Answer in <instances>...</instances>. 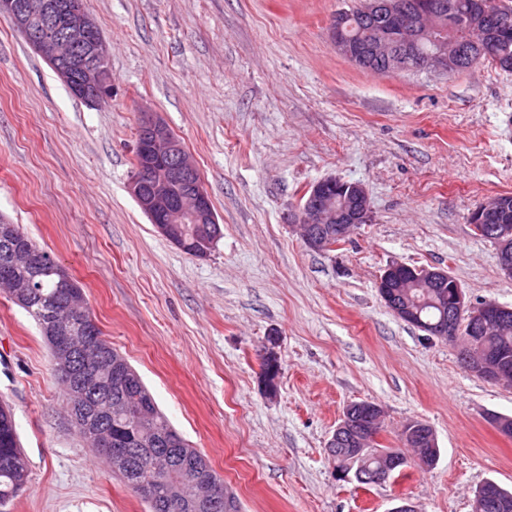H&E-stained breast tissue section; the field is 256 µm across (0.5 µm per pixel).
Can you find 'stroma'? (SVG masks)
Returning a JSON list of instances; mask_svg holds the SVG:
<instances>
[{"mask_svg":"<svg viewBox=\"0 0 512 512\" xmlns=\"http://www.w3.org/2000/svg\"><path fill=\"white\" fill-rule=\"evenodd\" d=\"M363 0H88L112 97L74 98L0 18V221L21 225L82 286L103 336L242 512H472L512 489V385L391 312L392 263L442 268L468 302L512 307L494 244L469 222L512 194V72L378 75L337 54L330 19ZM201 172L222 235L206 257L160 235L128 190L142 113ZM363 185L366 224L333 250L293 226L305 188ZM274 352L276 396L260 359ZM384 411L386 446L428 423L439 459L374 485L338 481L326 453L347 404ZM29 479L0 512H149L74 431L49 346L0 292V402Z\"/></svg>","mask_w":512,"mask_h":512,"instance_id":"obj_1","label":"stroma"}]
</instances>
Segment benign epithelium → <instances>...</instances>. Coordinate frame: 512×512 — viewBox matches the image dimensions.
Listing matches in <instances>:
<instances>
[{
	"mask_svg": "<svg viewBox=\"0 0 512 512\" xmlns=\"http://www.w3.org/2000/svg\"><path fill=\"white\" fill-rule=\"evenodd\" d=\"M366 11L379 12L387 18L392 35L374 41L369 52L384 62L388 71L425 66H436L447 72L462 68V45L448 37V26L424 0L411 5L406 0H367ZM0 17L11 22L76 98L95 104L111 97L108 50L88 9V0H0ZM330 38L338 54L356 65L366 61L348 45L341 24L335 20L330 26ZM425 41L433 45V51L409 65L415 48ZM130 192L157 231L176 245L183 241L184 224L199 225L196 242L206 247L221 234L199 170L189 161L181 141L155 112L145 114L139 125L137 173L130 183ZM511 207L512 200L497 196L477 206L469 218L480 233L494 242L500 271L509 280L512 279V224H494L492 220L506 216ZM369 213V197L361 184L328 177L305 192L298 205L296 223L309 247L327 249L333 240L346 239L356 226L366 223ZM413 288L428 289L434 304L448 311L442 322L422 323L418 301L411 295ZM378 291L399 319L421 325L430 336H446L448 341L459 344L471 374L488 382L504 381V364L483 354L479 340L495 333L508 320L509 309L495 303L471 306L465 302L459 283L447 271L403 263H393L384 270L378 280ZM463 318L467 319L470 332L464 340L456 332ZM45 335L56 368L70 372L73 347L69 341L52 326L47 327ZM382 415L381 407L371 401L346 406L327 445L339 479L365 480L366 461L378 440ZM97 437L100 447L112 453L115 462L123 461L125 450L112 440V432L99 431ZM405 443L409 448H432L436 436L429 425L412 421L405 426ZM404 463L405 455H392L377 481L387 480ZM182 473L186 474L187 485L213 483L209 473L194 465H185ZM183 485L169 486V505L179 512L223 509L222 497L213 494L190 499Z\"/></svg>",
	"mask_w": 512,
	"mask_h": 512,
	"instance_id": "obj_1",
	"label": "benign epithelium"
}]
</instances>
